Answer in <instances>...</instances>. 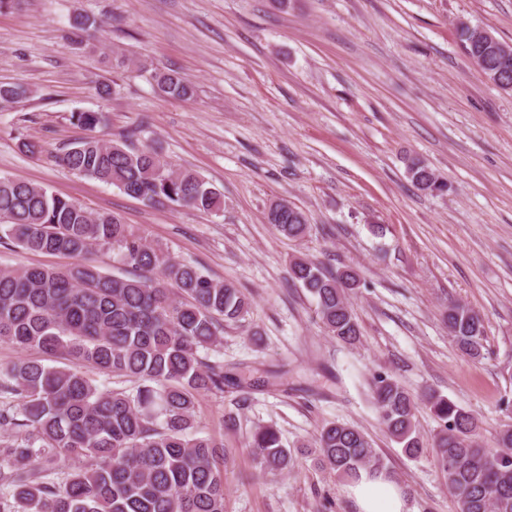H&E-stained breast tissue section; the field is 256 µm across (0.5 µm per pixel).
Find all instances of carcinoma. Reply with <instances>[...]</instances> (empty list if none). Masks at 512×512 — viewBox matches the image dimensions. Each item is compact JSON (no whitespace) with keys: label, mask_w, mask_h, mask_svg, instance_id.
Returning a JSON list of instances; mask_svg holds the SVG:
<instances>
[{"label":"carcinoma","mask_w":512,"mask_h":512,"mask_svg":"<svg viewBox=\"0 0 512 512\" xmlns=\"http://www.w3.org/2000/svg\"><path fill=\"white\" fill-rule=\"evenodd\" d=\"M466 22L456 27L470 60L487 78L512 86V54L475 38ZM168 98H194V83L181 73L140 65ZM88 131L70 142L59 162L69 171L156 207L203 212L224 209L223 193L200 174L176 169L159 151L138 148L128 134L105 141L95 135L100 112H74ZM421 191L435 176L419 159L407 166ZM268 221L284 237L309 233L306 215L283 205ZM63 255L52 266H0V343L38 348L66 360L47 366L19 359L0 365V512H224V443L199 435L197 397L224 392L236 379L221 361L202 353L220 341L224 327L245 320L252 299L231 283L210 278L169 249L149 243L110 212H94L48 188L0 176V245ZM108 252L130 266L111 275L91 259ZM289 281L305 290L327 333L353 346L360 327L348 291L359 287L351 268L333 269L295 256ZM448 334L467 355L484 348L482 320L453 303L444 313ZM131 382L110 388L95 379ZM379 421L406 456L427 448L417 413L425 407L439 425L433 451L460 512H512V427L497 449L481 446L480 420L449 398L428 390L415 396L385 371L371 381ZM248 446L262 468L286 471L293 455L271 423L250 433ZM307 447L317 466L348 482L363 472L387 470L365 432L330 422ZM82 464L62 479L49 465L60 458Z\"/></svg>","instance_id":"carcinoma-1"}]
</instances>
